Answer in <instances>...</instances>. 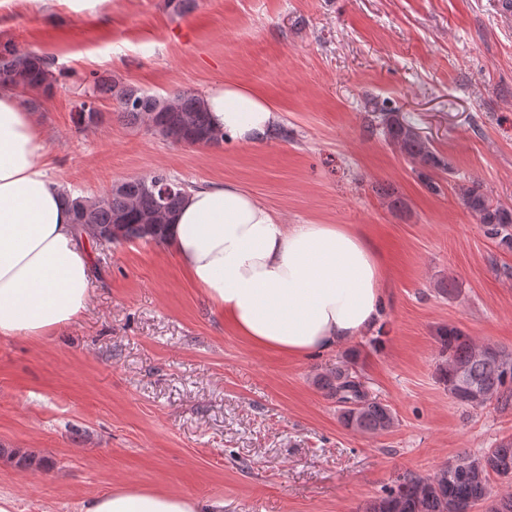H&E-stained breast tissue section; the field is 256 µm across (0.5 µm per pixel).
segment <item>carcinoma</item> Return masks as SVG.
<instances>
[{"label": "carcinoma", "mask_w": 512, "mask_h": 512, "mask_svg": "<svg viewBox=\"0 0 512 512\" xmlns=\"http://www.w3.org/2000/svg\"><path fill=\"white\" fill-rule=\"evenodd\" d=\"M54 61L13 45L0 46V87L50 100L57 85ZM93 92L112 100L118 119L127 125H142L157 131L175 145H219L224 135L213 128L203 96L176 91L167 97L147 94L118 78L99 76ZM367 131L380 134L411 164L440 169L445 163L431 141L415 123L401 113L368 100ZM187 191L180 179L165 172L131 178L99 197L72 196L64 191L73 212L77 234L99 244L134 240L161 243L169 215L175 212ZM465 207L482 224L484 233L512 250V210L483 192L479 186L463 185ZM438 381L459 403L482 408L496 402L512 407V353L478 345L455 327L437 336ZM317 384L336 403L340 421L363 433L391 430L396 417L369 389L355 369L344 366L320 376ZM512 478V438H505L479 454H465L432 473L409 472L386 493L367 504L365 512H474L489 498L491 476Z\"/></svg>", "instance_id": "obj_1"}]
</instances>
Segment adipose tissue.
Wrapping results in <instances>:
<instances>
[{"label":"adipose tissue","mask_w":512,"mask_h":512,"mask_svg":"<svg viewBox=\"0 0 512 512\" xmlns=\"http://www.w3.org/2000/svg\"><path fill=\"white\" fill-rule=\"evenodd\" d=\"M225 141L253 144L279 121L261 93L234 82L204 98ZM43 134L0 88V337H39L79 318L91 255L42 157ZM166 244L191 282L253 345L307 356L377 325L386 291L375 245L343 224H286L232 183L188 190ZM82 512H224L220 502L118 486Z\"/></svg>","instance_id":"adipose-tissue-1"}]
</instances>
